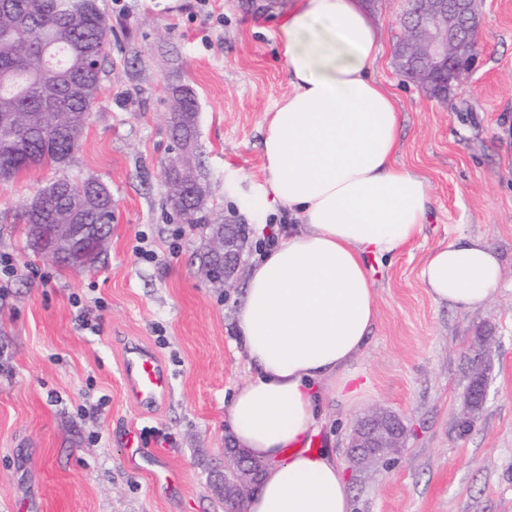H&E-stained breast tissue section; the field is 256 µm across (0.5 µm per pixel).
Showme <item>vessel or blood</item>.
Wrapping results in <instances>:
<instances>
[{
  "mask_svg": "<svg viewBox=\"0 0 512 512\" xmlns=\"http://www.w3.org/2000/svg\"><path fill=\"white\" fill-rule=\"evenodd\" d=\"M124 393L145 408L156 407L170 392V377L162 358L149 347L128 344L120 363Z\"/></svg>",
  "mask_w": 512,
  "mask_h": 512,
  "instance_id": "obj_1",
  "label": "vessel or blood"
}]
</instances>
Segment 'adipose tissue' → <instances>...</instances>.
<instances>
[{
    "mask_svg": "<svg viewBox=\"0 0 512 512\" xmlns=\"http://www.w3.org/2000/svg\"><path fill=\"white\" fill-rule=\"evenodd\" d=\"M293 90L266 116L261 203L295 222L249 268L236 312L250 375L225 408L236 445L262 461L244 512H352L344 469L311 447L327 392L354 403L351 366L376 319L371 260L426 220L425 179L397 163V102L371 72L380 35L359 0H295L275 31ZM501 264L479 237L433 251L429 295L464 310L496 294Z\"/></svg>",
    "mask_w": 512,
    "mask_h": 512,
    "instance_id": "1",
    "label": "adipose tissue"
}]
</instances>
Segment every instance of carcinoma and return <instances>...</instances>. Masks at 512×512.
<instances>
[{
	"mask_svg": "<svg viewBox=\"0 0 512 512\" xmlns=\"http://www.w3.org/2000/svg\"><path fill=\"white\" fill-rule=\"evenodd\" d=\"M109 25L100 0H0V178L44 164L64 168L71 163L95 105L100 76L110 44ZM49 87L60 93L55 127L41 122L42 94ZM197 101L177 92L170 113L175 149L196 140ZM61 181L67 194L54 187L38 189L39 205L25 204V248L41 254L44 244L33 225L45 214L55 224H72L75 217L112 233V193L89 177L74 186ZM185 224L210 225V235L224 233V225L209 224L206 196L201 190L178 197L169 194ZM203 264L214 270L211 281L223 283L224 258L209 252Z\"/></svg>",
	"mask_w": 512,
	"mask_h": 512,
	"instance_id": "carcinoma-1",
	"label": "carcinoma"
}]
</instances>
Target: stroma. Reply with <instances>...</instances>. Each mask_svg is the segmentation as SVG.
<instances>
[{
    "label": "stroma",
    "mask_w": 512,
    "mask_h": 512,
    "mask_svg": "<svg viewBox=\"0 0 512 512\" xmlns=\"http://www.w3.org/2000/svg\"><path fill=\"white\" fill-rule=\"evenodd\" d=\"M292 4L103 0L112 42L70 166L0 180V255L16 268L0 297V512H225L211 479L224 463V407L249 376L235 325L245 284L205 278L208 226L182 223L166 203L170 98L194 91L211 224L245 225L253 264L288 214L258 224L240 200L266 180L264 118L292 90L274 37ZM401 9L365 7L381 34L374 76L398 101L397 161L425 178L430 209L410 245L372 263L376 321L352 364L367 386L351 406L328 402L317 440L346 467L352 512H512V0H477L475 63L441 99L394 66ZM64 175L112 192V236L89 272L24 247L27 199ZM461 235L502 261L497 294L469 311L434 301L420 277L429 254ZM142 243L156 259L139 255ZM481 336L491 339L487 397L463 433L454 416ZM131 342L153 347L172 379L148 412L123 391ZM376 407L399 418L406 445L358 473L347 437ZM131 427L157 451L138 469L121 440ZM162 466L174 487L153 482Z\"/></svg>",
    "instance_id": "35a3bbf8"
}]
</instances>
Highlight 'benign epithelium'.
Listing matches in <instances>:
<instances>
[{
  "instance_id": "benign-epithelium-1",
  "label": "benign epithelium",
  "mask_w": 512,
  "mask_h": 512,
  "mask_svg": "<svg viewBox=\"0 0 512 512\" xmlns=\"http://www.w3.org/2000/svg\"><path fill=\"white\" fill-rule=\"evenodd\" d=\"M473 4L474 0H407V8L402 15L406 35L395 61L404 72L413 65L416 57L429 61L430 70L418 75L417 82L421 88H426L430 81L436 82L441 74L446 75L447 87L450 88L468 70L457 62V48L462 27L470 28L472 35L479 28L480 19ZM88 228L87 224H52L45 220L39 225V233L57 257L82 268L89 264L87 252L97 244V237L89 234ZM246 244V236L232 225H224V239L216 242L215 248L224 254L226 288L236 282ZM485 400L486 386H470L464 393L458 423L477 422L482 408L476 403L483 404ZM401 447L403 429L398 418L383 410H375L359 420L348 441L351 460L358 470L373 465L376 459ZM224 458V476L217 489L224 495L226 512H238L240 504L255 492L264 464L239 454L236 448L224 449Z\"/></svg>"
}]
</instances>
